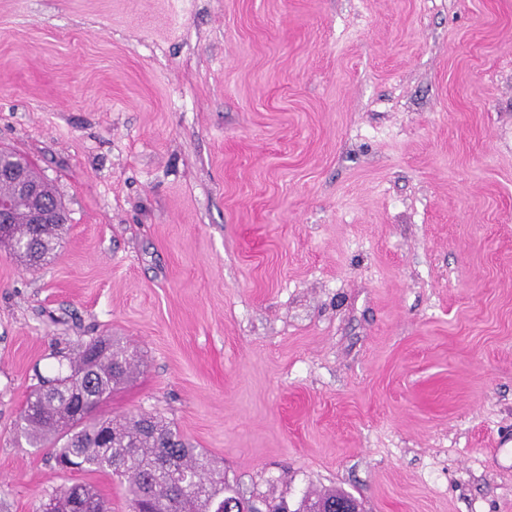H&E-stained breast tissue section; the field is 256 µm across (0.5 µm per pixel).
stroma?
I'll return each mask as SVG.
<instances>
[{"mask_svg": "<svg viewBox=\"0 0 512 512\" xmlns=\"http://www.w3.org/2000/svg\"><path fill=\"white\" fill-rule=\"evenodd\" d=\"M66 209L0 250V512L108 475L15 441L61 356L140 355L248 496L512 512V0H0V147Z\"/></svg>", "mask_w": 512, "mask_h": 512, "instance_id": "stroma-1", "label": "stroma"}]
</instances>
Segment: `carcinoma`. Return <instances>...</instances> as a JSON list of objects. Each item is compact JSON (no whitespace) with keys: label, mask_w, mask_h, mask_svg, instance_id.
<instances>
[{"label":"carcinoma","mask_w":512,"mask_h":512,"mask_svg":"<svg viewBox=\"0 0 512 512\" xmlns=\"http://www.w3.org/2000/svg\"><path fill=\"white\" fill-rule=\"evenodd\" d=\"M23 165L26 176L40 187L45 199L57 203L48 210L45 223H28L23 207L14 213L13 224L3 238L11 244L25 243L34 257L46 255L61 226L62 204L56 190L21 154L0 150V164ZM136 351L110 336L85 343L65 371L41 381L28 396L21 411L17 438L31 448H50L62 470L110 475L125 484L126 501L136 512L138 492L152 501V512H241L252 498L239 493L224 480V472L213 468L208 456L180 437L170 423L156 416L132 414L117 422L99 414L101 405L112 397L131 375ZM80 489L88 512H110L104 499L90 483H74L50 495L53 512H76L74 489ZM346 501L358 508L349 494L331 491L314 498L303 497L293 512H332L331 506Z\"/></svg>","instance_id":"obj_1"}]
</instances>
